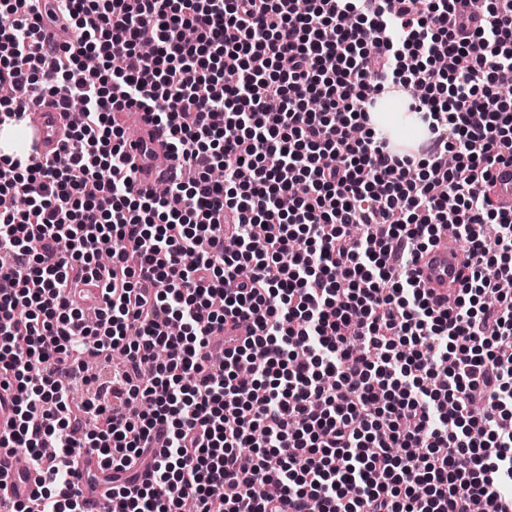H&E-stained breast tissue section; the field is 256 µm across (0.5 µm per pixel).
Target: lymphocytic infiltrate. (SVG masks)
<instances>
[{"mask_svg":"<svg viewBox=\"0 0 512 512\" xmlns=\"http://www.w3.org/2000/svg\"><path fill=\"white\" fill-rule=\"evenodd\" d=\"M39 2L0 0V117L83 120L39 166L0 161L23 201L0 209V448L47 473L9 512H91L63 490L86 452L109 512H512V213L487 184L512 155V0ZM390 95L419 155L371 127ZM132 107L181 172L165 195L127 175ZM444 228L467 274L436 299L408 262ZM91 279L92 321L67 294ZM95 358L128 413L100 387L73 409Z\"/></svg>","mask_w":512,"mask_h":512,"instance_id":"f902f5d3","label":"lymphocytic infiltrate"}]
</instances>
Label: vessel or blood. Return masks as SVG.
<instances>
[{
  "label": "vessel or blood",
  "mask_w": 512,
  "mask_h": 512,
  "mask_svg": "<svg viewBox=\"0 0 512 512\" xmlns=\"http://www.w3.org/2000/svg\"><path fill=\"white\" fill-rule=\"evenodd\" d=\"M130 121L138 130L137 137L130 141V150L137 157L131 178L136 187L145 190L160 179V170L151 156L164 150L166 138L143 112H131ZM25 127L29 154L42 159L51 156L66 136L58 113L48 107L34 108ZM489 179L499 205L512 206V162H497L489 170ZM463 261L461 249L454 246L451 234L444 232L434 246L416 257L414 267L423 288L439 297L459 285L463 277ZM39 484V475L32 471L15 468L0 471L1 496L26 500L37 492Z\"/></svg>",
  "instance_id": "b4317fda"
}]
</instances>
